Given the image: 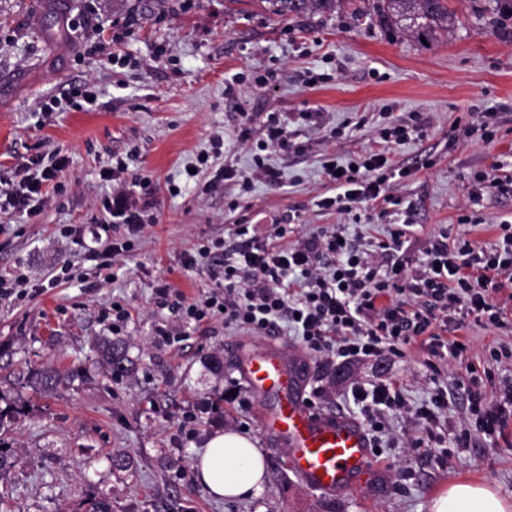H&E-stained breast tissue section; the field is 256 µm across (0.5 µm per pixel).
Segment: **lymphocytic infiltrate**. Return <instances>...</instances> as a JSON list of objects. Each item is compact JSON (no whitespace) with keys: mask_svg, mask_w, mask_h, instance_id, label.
<instances>
[{"mask_svg":"<svg viewBox=\"0 0 512 512\" xmlns=\"http://www.w3.org/2000/svg\"><path fill=\"white\" fill-rule=\"evenodd\" d=\"M308 118L305 112L271 115L264 138L255 142L258 153L250 172L227 167L223 178L237 179L246 192L258 181L279 184L280 173L266 163L264 154L291 150V125ZM65 165L62 159L45 168L31 161L16 188L7 193L5 206L37 213L44 184L56 180ZM321 173L333 193L318 200L319 208L344 214L366 201L385 209L402 204L395 186L407 171L394 167L386 153L372 152L353 163L328 155ZM273 229L267 236L257 225L236 224L230 230L231 244L215 239L186 257L190 267L214 255L224 263L209 297L183 303L184 322L219 316L225 326L256 336L287 329L329 369L400 357L407 345L419 340L430 355L425 366L434 375L440 364L461 361L466 351L463 342L442 339L448 327L459 329L470 321L494 329L512 324V311L506 307L512 301L510 221L498 224V237L488 247L439 232L413 269L404 257L409 233L405 224L389 225L384 238L368 248L361 234L344 226L318 230L286 246L281 240L288 234L287 225L277 223ZM375 253L385 257V266L373 264ZM466 394L474 424L484 435L500 434L512 421V386L496 401L476 385ZM342 395L358 407L374 443L385 431V414L408 409L401 386L393 382L370 387L353 382ZM452 404L442 384L413 410L426 427L412 439V447L437 450L450 440L438 425L441 413Z\"/></svg>","mask_w":512,"mask_h":512,"instance_id":"lymphocytic-infiltrate-1","label":"lymphocytic infiltrate"}]
</instances>
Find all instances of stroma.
Here are the masks:
<instances>
[{"label": "stroma", "mask_w": 512, "mask_h": 512, "mask_svg": "<svg viewBox=\"0 0 512 512\" xmlns=\"http://www.w3.org/2000/svg\"><path fill=\"white\" fill-rule=\"evenodd\" d=\"M449 6L457 22L424 45L404 28L359 19L350 5L330 17H279L264 0H0V190H11L30 160L66 161L37 215L0 211V275L22 269L35 285L25 300H0V401L25 408L9 433L17 462L0 473V512H92L99 500L112 512H428L459 481L489 483L512 500V421L499 436L476 432L461 387L471 365L487 396L499 398L512 364L491 360L488 346H512V329L472 324L453 334L467 351L447 367L460 383L447 425L470 432L469 447L444 459L410 448L414 417L388 416L395 442L379 457L383 481L324 497L285 469L286 450L262 429L252 395L223 400L225 382L240 377L239 351L272 342L307 361L313 381L324 374L315 356L285 330L254 336L219 317L183 326L155 295L166 283L189 301L207 296L218 260L189 269L184 255L261 216L293 222L298 237L358 218L366 239L383 238L393 218L376 203H362L355 217L317 207L328 193L320 164L327 154L379 150L378 124L412 112L426 119L421 133L390 149L408 171L397 185L412 225L407 256L419 262L442 230L493 244L496 224L512 219V194L476 205L470 190L475 174L496 175L498 162L512 160V21L482 0ZM132 14L138 24L112 43ZM91 17L104 20L100 34ZM53 97L63 111H44ZM272 112L313 115L292 150L268 157L280 184L258 182L246 194L236 180H217L225 165L249 171L248 148L222 146L243 125L261 139ZM478 121L495 129L494 141L469 136ZM203 152L215 153L212 168L187 180L185 167ZM138 176L149 181L155 220L133 236L113 224L108 204L113 184L130 188ZM172 183L180 195L169 193ZM106 223L111 238L132 245L115 257L120 272L110 282L84 258L85 230ZM63 267L68 280L44 287ZM116 303L130 314L117 335L134 362L118 379L93 351L114 335ZM179 326L181 340L159 334ZM428 357L415 342L403 357L351 365L336 386L394 381L414 405L433 387ZM48 366L66 380L43 393L34 377ZM228 430L245 432L266 456L264 488L246 501L214 498L192 467ZM117 456L131 465L114 467Z\"/></svg>", "instance_id": "obj_1"}]
</instances>
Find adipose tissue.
I'll use <instances>...</instances> for the list:
<instances>
[{"label": "adipose tissue", "instance_id": "obj_1", "mask_svg": "<svg viewBox=\"0 0 512 512\" xmlns=\"http://www.w3.org/2000/svg\"><path fill=\"white\" fill-rule=\"evenodd\" d=\"M193 468L214 496L233 501L257 495L266 480L263 450L235 431L214 436ZM429 512H512V500L490 485L458 482L432 498Z\"/></svg>", "mask_w": 512, "mask_h": 512}]
</instances>
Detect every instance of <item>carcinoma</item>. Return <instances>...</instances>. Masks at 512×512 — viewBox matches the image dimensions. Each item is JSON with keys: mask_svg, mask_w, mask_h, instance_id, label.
Masks as SVG:
<instances>
[{"mask_svg": "<svg viewBox=\"0 0 512 512\" xmlns=\"http://www.w3.org/2000/svg\"><path fill=\"white\" fill-rule=\"evenodd\" d=\"M359 13L376 14L387 22L402 26L418 38L429 43L436 40L440 31L448 30L454 23L455 13L448 7V0H364ZM273 12L279 16L297 15L305 11L333 14L341 9L344 0H268ZM102 363L117 378L128 372L130 364L125 347L116 341L104 340L97 348ZM18 409L0 408V472L8 468L13 452L7 434L9 424Z\"/></svg>", "mask_w": 512, "mask_h": 512, "instance_id": "obj_1", "label": "carcinoma"}]
</instances>
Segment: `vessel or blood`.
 <instances>
[{"label":"vessel or blood","instance_id":"obj_1","mask_svg":"<svg viewBox=\"0 0 512 512\" xmlns=\"http://www.w3.org/2000/svg\"><path fill=\"white\" fill-rule=\"evenodd\" d=\"M239 371L259 403L265 433L287 448L289 469L308 488L325 497L343 496L381 477L384 467L359 422L341 411H312L303 362L259 347L244 356Z\"/></svg>","mask_w":512,"mask_h":512}]
</instances>
